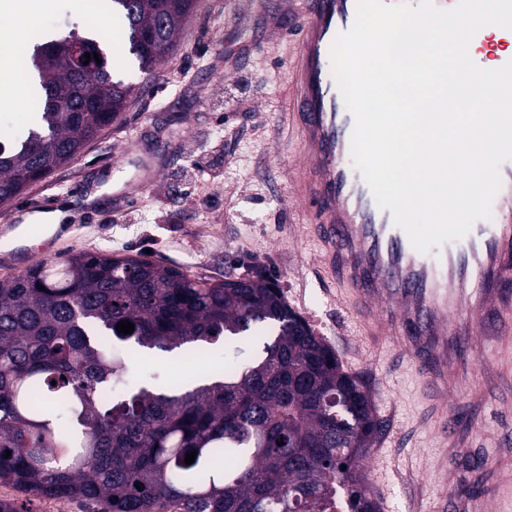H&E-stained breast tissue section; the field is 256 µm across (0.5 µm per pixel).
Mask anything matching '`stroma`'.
Returning a JSON list of instances; mask_svg holds the SVG:
<instances>
[{"label":"stroma","instance_id":"35a3bbf8","mask_svg":"<svg viewBox=\"0 0 512 512\" xmlns=\"http://www.w3.org/2000/svg\"><path fill=\"white\" fill-rule=\"evenodd\" d=\"M282 8L281 0H197L173 53L147 76L134 71L115 20L94 26L93 0H49L46 12L60 28L99 38L113 73L135 84L136 93L121 122L0 206V255L9 258L0 279L13 276L14 266L60 260L79 248L147 254L215 281L262 268L345 369L372 387L384 427L401 431L399 441L379 446L365 462L371 477L389 459L399 468L385 477L389 512H438L444 450L421 404L420 372L392 343L365 346L342 334L347 317L317 272L316 242L288 197L297 158L286 129L294 43L273 26ZM198 160L207 173L190 178ZM75 187L82 193L69 199ZM46 197L67 236H46L39 217ZM492 358L491 348L479 345L474 367L488 394L483 406L448 399L473 432L448 470L469 495L488 500L496 481L508 478L486 468L497 452L490 434L512 433V375L494 372Z\"/></svg>","mask_w":512,"mask_h":512}]
</instances>
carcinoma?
<instances>
[{"label": "carcinoma", "mask_w": 512, "mask_h": 512, "mask_svg": "<svg viewBox=\"0 0 512 512\" xmlns=\"http://www.w3.org/2000/svg\"><path fill=\"white\" fill-rule=\"evenodd\" d=\"M195 6L106 2L143 74ZM73 37L102 63L42 61ZM25 69L35 119L23 139L0 130V205L74 158L134 94L73 29L33 45ZM124 320L132 333L117 332ZM245 336L258 348L249 362L213 355ZM380 430L370 389L259 270L212 281L78 250L0 280V484L30 496L101 512H382L359 469Z\"/></svg>", "instance_id": "carcinoma-1"}]
</instances>
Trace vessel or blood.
Masks as SVG:
<instances>
[{"label":"vessel or blood","mask_w":512,"mask_h":512,"mask_svg":"<svg viewBox=\"0 0 512 512\" xmlns=\"http://www.w3.org/2000/svg\"><path fill=\"white\" fill-rule=\"evenodd\" d=\"M356 7V0H286L282 32L296 43L288 131L301 158L288 195L302 206L301 222L313 227L319 268L338 272L336 296L359 335L392 342L426 366L429 421L442 447L456 453L468 436L448 396L483 397L469 366L475 338L491 346L500 371L512 370V295L505 290L512 281V161L501 167L491 219L477 221L461 240L417 251L352 164L354 118L335 84L330 52L353 26ZM474 40L494 66L512 59L486 31ZM441 484L444 512H483L484 499L459 500L449 476Z\"/></svg>","instance_id":"obj_1"}]
</instances>
